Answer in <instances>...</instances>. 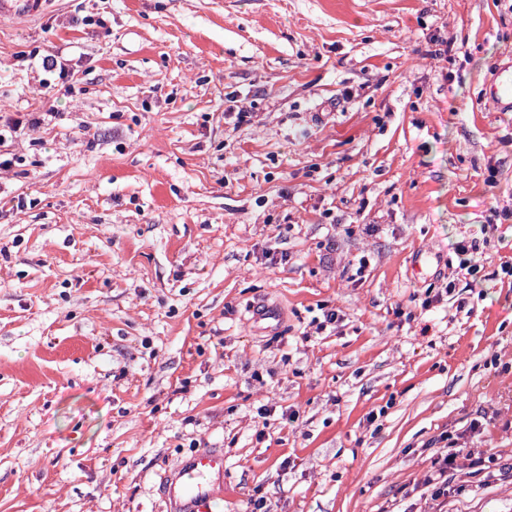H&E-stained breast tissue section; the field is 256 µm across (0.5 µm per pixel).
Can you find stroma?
I'll return each mask as SVG.
<instances>
[{
	"instance_id": "35a3bbf8",
	"label": "stroma",
	"mask_w": 512,
	"mask_h": 512,
	"mask_svg": "<svg viewBox=\"0 0 512 512\" xmlns=\"http://www.w3.org/2000/svg\"><path fill=\"white\" fill-rule=\"evenodd\" d=\"M33 47L73 94H38ZM507 64L512 0L0 20V110L48 115L0 145V512H164L195 444L224 451L219 512H512ZM324 304L342 321L310 334ZM42 66L44 70L47 72L55 71L59 67L58 82L54 84V87H59L57 91H63L64 94L73 93L75 89L73 75L70 73V70L66 68L64 64H62L61 62L60 64H58V60L56 58L46 56L42 60ZM486 97L500 112H512V68L499 70L489 84ZM453 464V458L446 455L435 462V471L427 478L426 484L432 487V496L439 498L448 492V466Z\"/></svg>"
}]
</instances>
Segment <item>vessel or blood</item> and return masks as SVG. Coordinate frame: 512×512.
I'll return each instance as SVG.
<instances>
[{
    "label": "vessel or blood",
    "mask_w": 512,
    "mask_h": 512,
    "mask_svg": "<svg viewBox=\"0 0 512 512\" xmlns=\"http://www.w3.org/2000/svg\"><path fill=\"white\" fill-rule=\"evenodd\" d=\"M486 97L500 111L512 112V68L496 73ZM168 512H216L224 498V451L204 448L181 458L161 478Z\"/></svg>",
    "instance_id": "obj_1"
}]
</instances>
